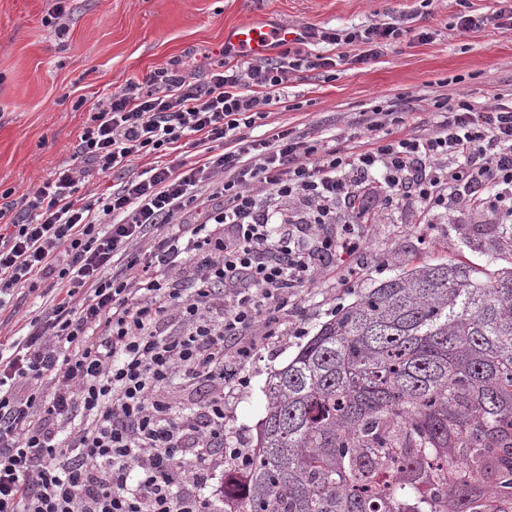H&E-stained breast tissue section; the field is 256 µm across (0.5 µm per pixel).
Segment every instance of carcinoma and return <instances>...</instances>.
I'll return each instance as SVG.
<instances>
[{
  "mask_svg": "<svg viewBox=\"0 0 512 512\" xmlns=\"http://www.w3.org/2000/svg\"><path fill=\"white\" fill-rule=\"evenodd\" d=\"M224 512H512V271L378 283L270 374Z\"/></svg>",
  "mask_w": 512,
  "mask_h": 512,
  "instance_id": "cac0c4a2",
  "label": "carcinoma"
}]
</instances>
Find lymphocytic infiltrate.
Segmentation results:
<instances>
[{"instance_id":"f902f5d3","label":"lymphocytic infiltrate","mask_w":512,"mask_h":512,"mask_svg":"<svg viewBox=\"0 0 512 512\" xmlns=\"http://www.w3.org/2000/svg\"><path fill=\"white\" fill-rule=\"evenodd\" d=\"M406 33L399 20L309 28L256 62L157 69L100 98L69 161L20 201L0 192V313L20 290L50 293L22 336L0 341V512H219L211 481L251 458L224 445V363L281 337V311L320 265L365 250L357 218L409 198L512 218V105L444 101L434 133L396 137L401 96L364 113L355 153L285 128L240 134L293 71L335 68L304 45H349L365 63ZM185 142L198 160H163ZM109 175L118 185L85 191ZM356 180L376 195H353ZM270 197L294 213L276 219ZM177 376L195 387L187 413L163 395Z\"/></svg>"}]
</instances>
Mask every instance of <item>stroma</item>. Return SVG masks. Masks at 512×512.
Segmentation results:
<instances>
[{"instance_id": "1", "label": "stroma", "mask_w": 512, "mask_h": 512, "mask_svg": "<svg viewBox=\"0 0 512 512\" xmlns=\"http://www.w3.org/2000/svg\"><path fill=\"white\" fill-rule=\"evenodd\" d=\"M54 4L0 0V190L18 197L70 159L98 98L177 60L204 53L221 60L226 32L249 19L324 30L407 17L431 35L426 42L404 35L365 64L345 60V47L311 45L312 54L340 57L335 78L320 69L291 75L263 125L249 129L252 137L285 126L355 152L365 139L360 113L399 96L414 107L393 128L401 136L435 130L439 95L478 109L512 103V30L488 25L462 34L455 27L457 14L492 13L497 0H67L58 25L48 20ZM357 229L367 241L356 258L359 279L350 283L339 269H322L316 287L298 292L282 316L284 325L305 328V337L259 349L244 369L248 387L227 377L225 446L255 447L270 374L360 290L396 275L398 262L448 260L489 276L512 269V253L498 249L512 235V219L496 210L450 218L412 202L377 205Z\"/></svg>"}]
</instances>
